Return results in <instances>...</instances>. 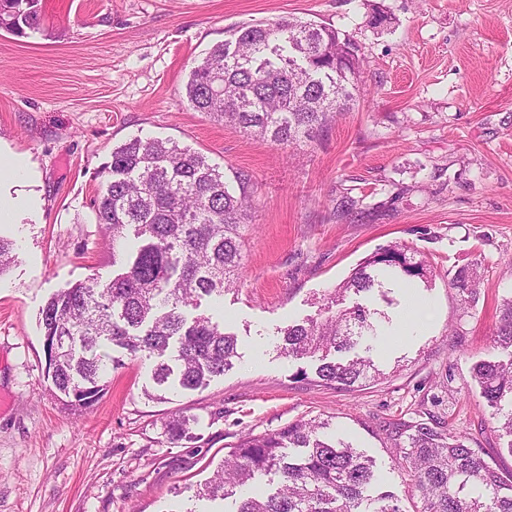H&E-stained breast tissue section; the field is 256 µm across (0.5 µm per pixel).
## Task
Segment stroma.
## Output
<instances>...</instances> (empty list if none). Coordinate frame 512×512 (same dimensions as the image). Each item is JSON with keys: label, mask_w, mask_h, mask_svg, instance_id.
Returning <instances> with one entry per match:
<instances>
[{"label": "stroma", "mask_w": 512, "mask_h": 512, "mask_svg": "<svg viewBox=\"0 0 512 512\" xmlns=\"http://www.w3.org/2000/svg\"><path fill=\"white\" fill-rule=\"evenodd\" d=\"M40 31L0 29V157L26 162L33 201L0 236V512H231L197 495L248 433L328 419L374 458L377 491L411 512L393 431L430 418L512 471L507 438L471 378L508 361L493 342L512 296V0H39ZM288 16L345 31L363 59L356 101L327 131L280 148L194 111L189 72L230 30ZM140 135L252 176L254 229L237 290L201 313L223 319L240 358L205 389L149 400L151 365L122 359L87 410L49 389L39 313L56 291L109 281L112 242L95 220L100 170ZM360 207L339 215L338 204ZM405 242L429 282L395 289L384 335L361 347L383 378L318 383L316 359L286 357L282 331L379 248ZM481 276L462 297L464 265ZM306 379H298L299 371ZM188 437L167 439L172 418Z\"/></svg>", "instance_id": "obj_1"}]
</instances>
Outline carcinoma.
Segmentation results:
<instances>
[{
    "instance_id": "1",
    "label": "carcinoma",
    "mask_w": 512,
    "mask_h": 512,
    "mask_svg": "<svg viewBox=\"0 0 512 512\" xmlns=\"http://www.w3.org/2000/svg\"><path fill=\"white\" fill-rule=\"evenodd\" d=\"M7 31L40 29L38 0H0ZM358 47L340 30L282 18L244 23L215 44L185 84L190 106L245 134L276 146L310 141L348 109L357 90ZM106 189L94 203L96 223L112 236V256H126L124 271L108 282L90 278L63 288L40 313L52 388L75 407L89 408L104 391L108 366L119 348L152 364L154 392L196 391L230 371L239 358L237 338L212 317L188 316L206 297H222L242 277L255 208L251 175L224 169L170 139L134 136L112 149L103 167ZM13 243L0 236V275L15 261ZM420 253L394 244L367 257L327 298L320 317L288 326L283 353L316 357L327 385L352 388L380 379L372 358L334 359L372 336L386 317L357 303L336 308L352 292L394 304L401 279L428 281ZM452 286L471 295L477 267L459 268ZM497 347L512 351V297L503 300ZM473 379L512 437V358L475 365ZM329 421L299 420L272 432L248 434L224 456L203 494L226 500L239 488L276 475L270 493L257 491L234 512H405L393 494L372 495L374 461L327 433ZM473 439L440 421L420 423L400 446L397 466L421 502L415 512H512V477L484 457Z\"/></svg>"
}]
</instances>
